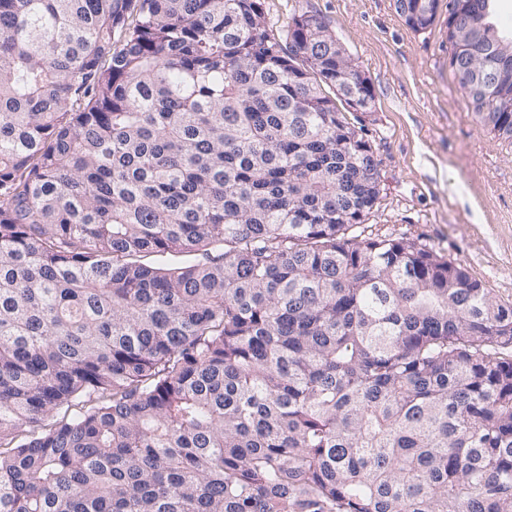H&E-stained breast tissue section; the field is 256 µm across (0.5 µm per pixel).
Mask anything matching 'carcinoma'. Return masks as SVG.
<instances>
[{
	"label": "carcinoma",
	"instance_id": "cac0c4a2",
	"mask_svg": "<svg viewBox=\"0 0 512 512\" xmlns=\"http://www.w3.org/2000/svg\"><path fill=\"white\" fill-rule=\"evenodd\" d=\"M460 3L512 142V45ZM318 28L0 0V512H512V305L363 227L335 54L313 102L288 66Z\"/></svg>",
	"mask_w": 512,
	"mask_h": 512
}]
</instances>
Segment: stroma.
<instances>
[{
	"instance_id": "35a3bbf8",
	"label": "stroma",
	"mask_w": 512,
	"mask_h": 512,
	"mask_svg": "<svg viewBox=\"0 0 512 512\" xmlns=\"http://www.w3.org/2000/svg\"><path fill=\"white\" fill-rule=\"evenodd\" d=\"M268 20L318 15L372 85V111L347 118L380 163L367 224L420 239L512 304V143L476 120L450 65L448 0L413 31L395 0H265Z\"/></svg>"
}]
</instances>
